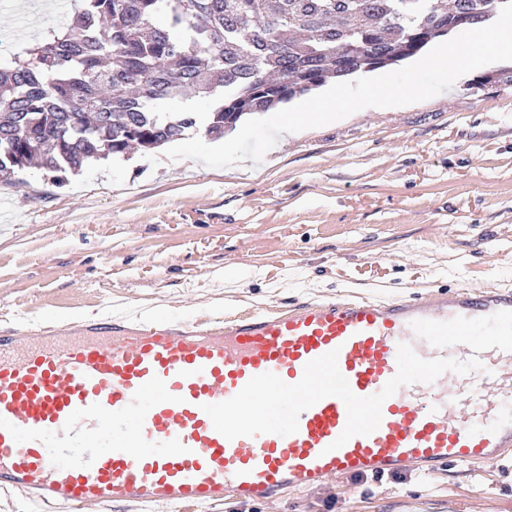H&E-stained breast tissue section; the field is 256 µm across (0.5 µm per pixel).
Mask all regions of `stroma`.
Instances as JSON below:
<instances>
[{
	"instance_id": "obj_1",
	"label": "stroma",
	"mask_w": 512,
	"mask_h": 512,
	"mask_svg": "<svg viewBox=\"0 0 512 512\" xmlns=\"http://www.w3.org/2000/svg\"><path fill=\"white\" fill-rule=\"evenodd\" d=\"M74 0H0V68ZM512 69L491 55L444 86L432 51L347 79L425 89L359 97L289 138L270 114L192 130L58 184L0 183V330L83 314L224 318L349 292L512 287ZM196 512H512V459L430 476L332 478L266 504Z\"/></svg>"
}]
</instances>
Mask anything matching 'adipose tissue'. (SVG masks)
Wrapping results in <instances>:
<instances>
[{"label": "adipose tissue", "instance_id": "1", "mask_svg": "<svg viewBox=\"0 0 512 512\" xmlns=\"http://www.w3.org/2000/svg\"><path fill=\"white\" fill-rule=\"evenodd\" d=\"M488 52L512 55V12H499L495 24H477L471 31L467 47L457 50L452 41H439L435 47L436 55L449 62L445 70L446 80H454L456 71L462 67H470L479 62Z\"/></svg>", "mask_w": 512, "mask_h": 512}]
</instances>
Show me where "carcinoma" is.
Segmentation results:
<instances>
[{"mask_svg": "<svg viewBox=\"0 0 512 512\" xmlns=\"http://www.w3.org/2000/svg\"><path fill=\"white\" fill-rule=\"evenodd\" d=\"M512 0H81L72 22L0 68V181L37 166L62 183L130 144L214 138L331 80L418 55ZM306 80L314 87H304ZM212 112H162L177 97Z\"/></svg>", "mask_w": 512, "mask_h": 512, "instance_id": "1", "label": "carcinoma"}]
</instances>
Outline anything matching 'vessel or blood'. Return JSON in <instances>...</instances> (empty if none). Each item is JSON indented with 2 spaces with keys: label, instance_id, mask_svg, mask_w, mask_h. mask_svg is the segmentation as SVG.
Masks as SVG:
<instances>
[{
  "label": "vessel or blood",
  "instance_id": "1",
  "mask_svg": "<svg viewBox=\"0 0 512 512\" xmlns=\"http://www.w3.org/2000/svg\"><path fill=\"white\" fill-rule=\"evenodd\" d=\"M421 358H479L475 377L400 387L379 427L334 442L344 402L323 398L288 436L226 439L203 407L256 375L300 380L330 351L352 392L377 394L399 344ZM512 458V289L389 300L348 294L196 322L128 316L0 331V488L72 512L114 502L191 508L232 494L266 502L331 477Z\"/></svg>",
  "mask_w": 512,
  "mask_h": 512
}]
</instances>
